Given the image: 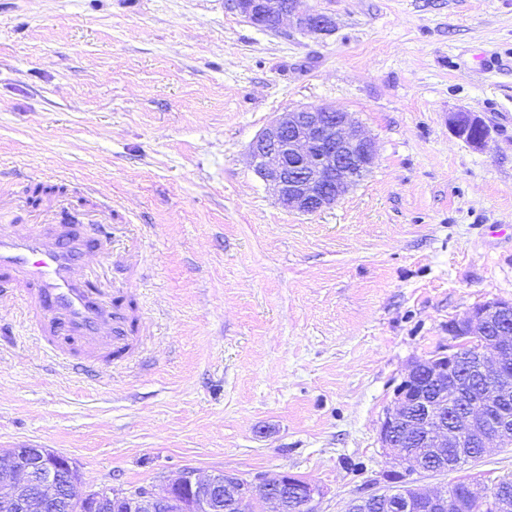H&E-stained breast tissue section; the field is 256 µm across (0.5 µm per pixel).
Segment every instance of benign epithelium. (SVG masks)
I'll return each instance as SVG.
<instances>
[{"label":"benign epithelium","mask_w":512,"mask_h":512,"mask_svg":"<svg viewBox=\"0 0 512 512\" xmlns=\"http://www.w3.org/2000/svg\"><path fill=\"white\" fill-rule=\"evenodd\" d=\"M232 7L257 28L279 27L285 17L302 32L326 34L331 19L305 5V0H231ZM454 133L473 148L488 145V127L470 112H454L449 119ZM377 156L375 143L353 121L350 113L334 106H302L281 112L250 145L256 174L288 211L312 215L329 209L370 169ZM512 314V303L503 300L476 307L450 327L453 344L448 353L414 364L395 394L394 408L386 411L379 428L381 447L394 453L395 470L410 463L425 471L457 454L462 464L471 459L466 445L487 448L512 446V331L494 330L492 323ZM481 378L491 399L467 407L468 394L456 378L463 363ZM418 435L419 447L429 460L423 462L400 447L408 431ZM0 488L4 512H45L58 496L61 480L77 493L76 512H225V504L242 512H285L288 492L299 500L301 512H318L322 490L298 483L288 473L249 479L231 473L202 478L184 470L158 490L110 487L82 488L77 469L66 456L47 448H12L0 454ZM512 512V499L478 489L470 498L454 501L446 495L419 488L394 486L375 491L348 504L345 512Z\"/></svg>","instance_id":"7a95c632"}]
</instances>
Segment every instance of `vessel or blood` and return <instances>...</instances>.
Here are the masks:
<instances>
[{
	"instance_id": "b4317fda",
	"label": "vessel or blood",
	"mask_w": 512,
	"mask_h": 512,
	"mask_svg": "<svg viewBox=\"0 0 512 512\" xmlns=\"http://www.w3.org/2000/svg\"><path fill=\"white\" fill-rule=\"evenodd\" d=\"M97 244V238L70 230L54 239L42 232H0V286L22 292L32 334L53 353L121 357L139 341L120 292L107 299L80 281L83 262Z\"/></svg>"
}]
</instances>
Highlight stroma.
I'll use <instances>...</instances> for the list:
<instances>
[{
    "mask_svg": "<svg viewBox=\"0 0 512 512\" xmlns=\"http://www.w3.org/2000/svg\"><path fill=\"white\" fill-rule=\"evenodd\" d=\"M326 34L263 31L226 0H0V193L65 176L121 206L141 248L143 341L81 368L0 306V451L49 448L84 489L184 469L317 484L320 512L384 488L380 421L449 324L512 301V0H308ZM330 104L377 159L331 209L285 210L248 149L275 113ZM452 112L480 116L478 151ZM512 477V447L446 492Z\"/></svg>",
    "mask_w": 512,
    "mask_h": 512,
    "instance_id": "stroma-1",
    "label": "stroma"
}]
</instances>
